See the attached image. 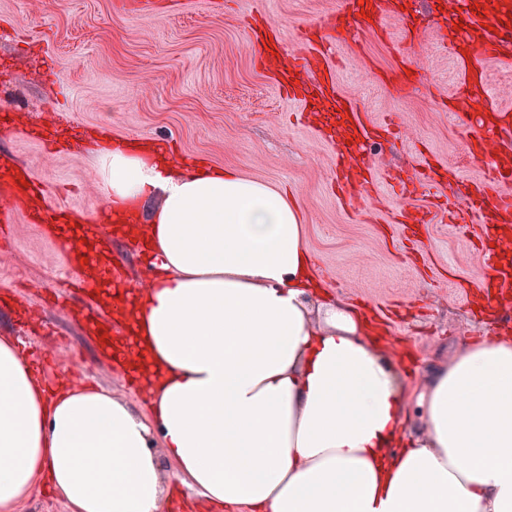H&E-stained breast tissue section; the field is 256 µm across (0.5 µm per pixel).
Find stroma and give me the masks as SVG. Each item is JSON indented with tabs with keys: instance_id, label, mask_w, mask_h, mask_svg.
Listing matches in <instances>:
<instances>
[{
	"instance_id": "1",
	"label": "stroma",
	"mask_w": 512,
	"mask_h": 512,
	"mask_svg": "<svg viewBox=\"0 0 512 512\" xmlns=\"http://www.w3.org/2000/svg\"><path fill=\"white\" fill-rule=\"evenodd\" d=\"M153 13L128 10L127 0H0V162L25 166L46 189L48 204L99 214L97 152L57 155L46 131L71 140L99 125L113 136L160 141L176 164L203 160L294 193L306 245L327 291L365 311L383 329L380 343L401 357L411 403L406 435L422 429L416 399L435 365L466 342L503 335L485 310L482 240L450 223L448 208L465 207L444 178L412 197L395 196L387 172L432 164L461 178H485L491 152H471V126L453 120L448 102L460 74L445 38L444 0H402L381 23L321 41L341 0H155ZM276 37L283 49L320 40L335 86L367 126L391 124L389 138L368 140L352 154L369 164L366 201L348 203L331 188L338 144L312 113L281 89L253 33ZM406 71L411 82L392 79ZM430 208L411 244L402 211ZM62 254L25 218L10 246L0 247V293L20 290L47 324L58 371L82 373L144 411V396L100 357L84 335L42 294L63 291Z\"/></svg>"
}]
</instances>
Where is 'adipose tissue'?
I'll list each match as a JSON object with an SVG mask.
<instances>
[{"label":"adipose tissue","mask_w":512,"mask_h":512,"mask_svg":"<svg viewBox=\"0 0 512 512\" xmlns=\"http://www.w3.org/2000/svg\"><path fill=\"white\" fill-rule=\"evenodd\" d=\"M112 211L149 223L132 326L145 414L98 385L45 389L39 365L0 336V512L39 486L68 512H160L169 477L214 512H512V337L466 344L420 395L404 434L395 362L357 309L319 296L298 206L282 188L162 146L99 149Z\"/></svg>","instance_id":"adipose-tissue-1"}]
</instances>
